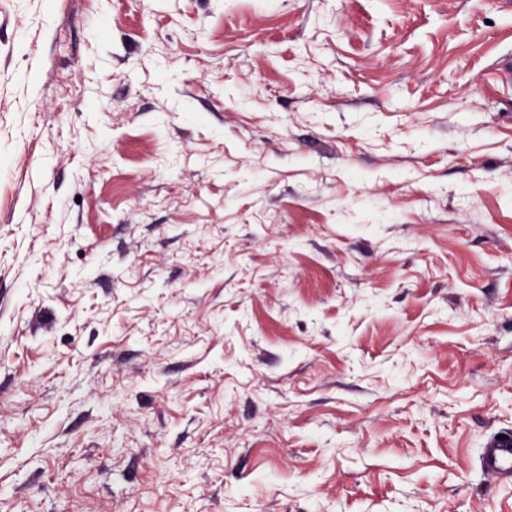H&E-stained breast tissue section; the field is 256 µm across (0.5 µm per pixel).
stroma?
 I'll use <instances>...</instances> for the list:
<instances>
[{"instance_id":"1","label":"stroma","mask_w":512,"mask_h":512,"mask_svg":"<svg viewBox=\"0 0 512 512\" xmlns=\"http://www.w3.org/2000/svg\"><path fill=\"white\" fill-rule=\"evenodd\" d=\"M512 0H0V512H512ZM478 465L485 480L512 484V435L492 437L479 456Z\"/></svg>"}]
</instances>
